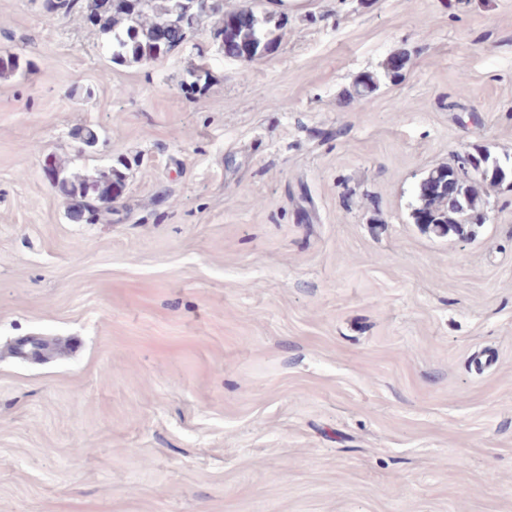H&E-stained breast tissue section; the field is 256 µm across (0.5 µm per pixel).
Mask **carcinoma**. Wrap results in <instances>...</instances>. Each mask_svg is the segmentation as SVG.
<instances>
[{"mask_svg":"<svg viewBox=\"0 0 512 512\" xmlns=\"http://www.w3.org/2000/svg\"><path fill=\"white\" fill-rule=\"evenodd\" d=\"M175 0H41L43 11L58 16L74 13L98 29L105 38L111 62L117 65L153 63L178 47V43L161 38V29L174 18ZM251 13L250 22L242 19ZM208 13L222 15L223 25L215 35L223 38L224 56L251 61L261 56L259 48L274 46L278 39L270 28L275 12L245 10L224 11L221 0H213ZM31 60L20 55L0 56V77L27 72ZM490 155L468 154V162L438 167L428 172L418 186L411 216L416 224H424L433 232L447 236L465 227L484 213V189L499 184L502 175L489 163ZM58 173L54 187L75 202L74 215L112 213L114 197L110 191L124 186L125 173L109 168L96 174L71 172L53 160ZM455 183L457 194L448 196L446 185Z\"/></svg>","mask_w":512,"mask_h":512,"instance_id":"obj_1","label":"carcinoma"}]
</instances>
